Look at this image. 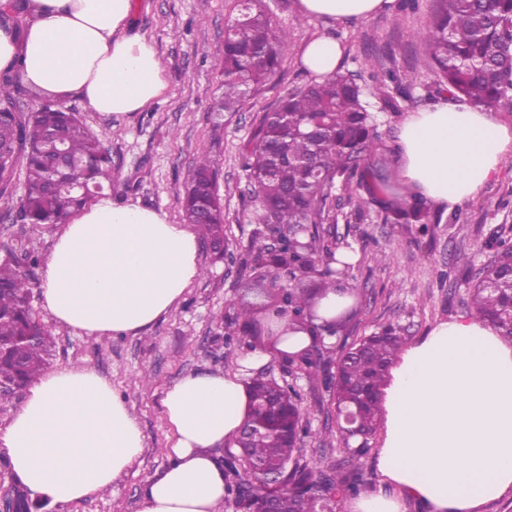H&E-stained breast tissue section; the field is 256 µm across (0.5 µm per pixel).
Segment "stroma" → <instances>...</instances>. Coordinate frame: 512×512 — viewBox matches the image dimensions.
Returning <instances> with one entry per match:
<instances>
[{
    "label": "stroma",
    "mask_w": 512,
    "mask_h": 512,
    "mask_svg": "<svg viewBox=\"0 0 512 512\" xmlns=\"http://www.w3.org/2000/svg\"><path fill=\"white\" fill-rule=\"evenodd\" d=\"M274 21L291 34L282 67L274 80L251 92L236 112H216L212 105L221 83L224 25L236 14L237 0H133V29L154 44L164 69L167 89L147 110L118 121L91 111L82 100H68L84 121L112 150L117 180L112 196L135 200L180 221L179 186L187 179L197 156L208 155L219 170L218 190L224 202V257L215 259L201 245L204 273L181 299L148 330L138 335L89 336L56 325L41 292L32 295L38 319L52 323L56 355L54 365H88L109 381L136 416L145 448L139 460L122 473L103 494L55 512H141L143 484L168 464L169 426L162 407L164 391L182 377L211 370H235L246 356L245 344L227 343L215 314L231 310L251 277L243 260L250 240L267 227L252 220V187L240 166L239 152L252 136L263 111L311 75L301 62L310 40L327 36L340 42V71L358 75L373 86L389 70L415 69L416 81L407 99L389 108L367 96L368 110L378 124L377 158L391 174L392 189H402L398 176L399 134L414 112L440 102L435 76L427 63L422 41L409 40L408 31L426 28L437 0H385L365 19L326 20L307 15L299 0H265ZM222 123L221 140L211 136L213 123ZM365 218L355 221L354 205L341 204L336 223L327 225L352 262L345 282L359 297L361 311L351 324L352 337L370 334L378 326L398 323L407 344L416 343L437 323L469 314L470 288L478 270L488 262L490 237L512 238V152L475 198L452 212L436 211L437 222L427 235L413 226L386 224L378 204L366 190H358ZM15 200L0 195V252L32 249L47 257L54 230L32 232L15 219ZM466 253L473 270L457 269L455 259ZM388 255L380 263V255ZM151 380L142 383L141 372ZM268 371L293 385L302 395L309 427L303 442L305 460L330 465L342 461L347 450L334 428L330 398L319 382L270 360Z\"/></svg>",
    "instance_id": "obj_1"
}]
</instances>
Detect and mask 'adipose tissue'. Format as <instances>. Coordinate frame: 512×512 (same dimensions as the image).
I'll use <instances>...</instances> for the list:
<instances>
[{"instance_id": "1", "label": "adipose tissue", "mask_w": 512, "mask_h": 512, "mask_svg": "<svg viewBox=\"0 0 512 512\" xmlns=\"http://www.w3.org/2000/svg\"><path fill=\"white\" fill-rule=\"evenodd\" d=\"M23 40L0 29V69L20 62L24 85L121 120L167 87L157 51L131 33L132 0H37ZM383 0H300L316 18L362 19ZM343 51L310 40L304 67L325 75ZM401 177L436 207L474 198L512 149V128L471 104L441 102L413 113L400 132ZM196 237L139 203L105 196L56 233L40 288L53 319L90 336L139 333L202 273ZM289 333L250 352L236 372L184 376L164 392L169 464L141 490V512H223L218 450L250 409L249 379L274 351L311 345ZM377 467L399 493L365 495L353 512H403L404 497L429 512H480L512 491V344L469 316L435 325L392 369ZM136 417L89 366H57L28 388L0 433V455L31 498L66 505L109 489L139 457Z\"/></svg>"}]
</instances>
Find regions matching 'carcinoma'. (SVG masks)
<instances>
[{
  "mask_svg": "<svg viewBox=\"0 0 512 512\" xmlns=\"http://www.w3.org/2000/svg\"><path fill=\"white\" fill-rule=\"evenodd\" d=\"M240 0L230 18L220 49L222 94L215 112H236L252 89L272 81L288 45V31L278 26L261 5ZM35 0L0 4V28L19 32L21 21L37 16ZM425 43L436 87L486 111L512 105V0H438L428 28L410 33ZM410 80L390 71L373 94L396 106L390 90L405 95ZM22 88L12 70L0 71V195L8 192L17 164L23 167L24 190L16 201L18 220L36 231L68 222L103 190L112 189V151L83 122L79 113L42 95L35 109H23ZM379 137L352 73L335 72L290 90L267 108L253 137L240 152V164L253 187V220L271 225L281 239L280 257L267 262L271 245L254 240L245 264L263 286V300L241 305L228 318L221 314L224 335L257 341L270 323L267 310H288V327L307 330L314 344L289 354L291 365L321 381L332 393L341 416L354 427H339L345 442L357 439L349 458L330 467L303 460L307 434L302 423L301 395L259 371L251 379L252 401L262 418L288 430L261 431L247 440V452L225 460L227 504L235 512H252L254 502L239 476L244 465H279L286 469L287 488L276 491L277 512H340L342 502L365 485L362 458L369 437L382 416L381 389L389 368L405 343L392 324L347 345L341 337L358 314L353 304L336 324L315 323L317 299L344 287L341 263L325 244L323 224L336 223V191L355 201L353 186L366 189L380 204L385 224L434 223L431 208L415 196L380 199L385 171L369 162ZM217 170L207 155L198 157L184 187L183 217L202 226L216 253L224 248V206L217 192ZM40 263L33 250L0 256V380L23 388L50 363L54 347L50 325L36 318L31 295ZM470 311L480 322L494 325L512 339V242L500 240L482 276L472 285Z\"/></svg>",
  "mask_w": 512,
  "mask_h": 512,
  "instance_id": "carcinoma-1",
  "label": "carcinoma"
}]
</instances>
